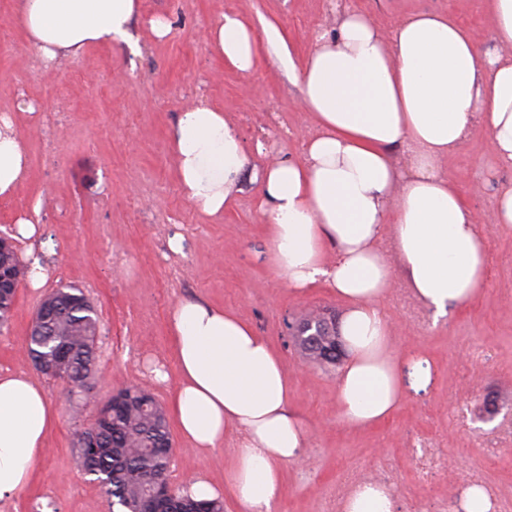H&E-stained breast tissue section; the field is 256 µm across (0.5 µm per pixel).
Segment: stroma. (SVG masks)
Here are the masks:
<instances>
[{"label":"stroma","mask_w":512,"mask_h":512,"mask_svg":"<svg viewBox=\"0 0 512 512\" xmlns=\"http://www.w3.org/2000/svg\"><path fill=\"white\" fill-rule=\"evenodd\" d=\"M348 9L368 12L381 28L417 11L452 13L491 46L484 0H141L134 34L138 51L95 44L79 56L45 63L14 14L0 0V114L13 115L27 141L29 177L0 198V234L13 235L19 216L41 229L35 249L52 270L43 289L21 286L12 317L0 326V371L33 373L23 355L34 312L46 291L72 286L99 317L93 388L98 402L118 389L148 388L168 406L173 384L155 383L149 367L174 370L169 325L176 303L199 298L235 312L266 336L292 383V406L304 417L308 443L301 465L282 468L277 512H339L348 493L342 479L393 463L401 491L392 512H456L472 471L482 472L499 499L512 500V444L499 434L512 413V226L495 223L499 190L512 185V166L488 147L483 127L444 164L487 237L489 274L480 297L437 324L409 321L384 301L396 350H417L430 362L428 384L414 383L396 414L381 426L346 427L336 407L338 372L310 362L288 326L320 309L341 315L326 289L294 293L271 262L257 187L242 190L223 216L210 217L182 195L169 130L179 112L204 100L234 125L255 165L299 159L318 129L300 106V91L276 46L259 41L251 72L225 67L206 40L224 13L256 31L273 25L303 57L318 32L333 29ZM167 18L156 38L150 21ZM180 238L173 252L170 241ZM58 414L27 490L0 501V512H112L102 487L83 474L73 450L77 427L66 382L42 377ZM424 437L448 453V468L420 480L412 445ZM170 482L184 487L207 470L216 484L232 458L224 445L208 460L172 432Z\"/></svg>","instance_id":"stroma-1"}]
</instances>
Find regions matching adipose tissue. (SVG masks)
Segmentation results:
<instances>
[{
  "mask_svg": "<svg viewBox=\"0 0 512 512\" xmlns=\"http://www.w3.org/2000/svg\"><path fill=\"white\" fill-rule=\"evenodd\" d=\"M138 0H16L15 17L49 61L96 43L131 44ZM494 45L486 48L448 13L421 11L390 29L364 13L340 14L316 36L291 75L318 126L301 159L250 168L223 112L198 102L179 112L169 137L185 199L222 215L251 172L260 187L270 258L302 294L322 285L346 303L341 334L348 357L337 387L341 421L353 428L394 414L405 372L383 301L403 278L432 320L474 300L486 285L481 224L443 164L483 126L492 153L512 165V0H488ZM226 66L254 69L258 37L233 14L208 32ZM411 151L408 167L397 147ZM24 138L0 116V197L27 177ZM178 383L169 410L183 438L205 457L236 437L223 486L198 477L189 491L226 490L239 512H273L282 467L301 462L304 419L289 406V379L267 339L239 316L181 300L171 317ZM58 415L30 374L0 372V500L24 492Z\"/></svg>",
  "mask_w": 512,
  "mask_h": 512,
  "instance_id": "adipose-tissue-1",
  "label": "adipose tissue"
}]
</instances>
